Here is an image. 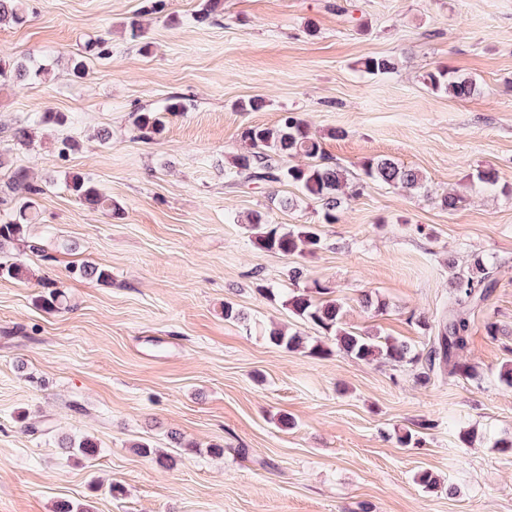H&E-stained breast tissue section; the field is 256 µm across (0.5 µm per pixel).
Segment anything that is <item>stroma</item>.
<instances>
[{"label":"stroma","mask_w":512,"mask_h":512,"mask_svg":"<svg viewBox=\"0 0 512 512\" xmlns=\"http://www.w3.org/2000/svg\"><path fill=\"white\" fill-rule=\"evenodd\" d=\"M203 2L164 0L151 14L145 0H23L24 22L0 26V49L49 67L0 85V129L35 112L64 118L35 128L28 147L0 138L12 162L0 186L16 167L44 188L31 236L51 256L5 247L28 276L0 278V512L63 501L78 512H512V455L495 446L512 436V387L499 378L512 362V0H224L223 17L202 25ZM99 37L109 55L70 75L69 57ZM373 56L396 70L362 72ZM442 67L473 79L474 93L430 90L424 75ZM172 96L190 109L138 139L134 113ZM252 98L261 110H236ZM286 112L330 164L355 173L389 158L420 170L427 192L373 185L326 224L293 185L225 182L242 128ZM67 134L81 147L62 158ZM486 168L498 186L477 182ZM72 173L90 175L116 212L72 196ZM454 191L467 200L450 211L441 198ZM255 212L319 225L322 248L299 259L259 249ZM478 256L496 286L470 315L473 379L438 372L424 384L415 366L354 360L280 300L303 265L342 299L345 329L420 352V322L437 325ZM84 262L110 281L73 277ZM46 282L67 309L37 306ZM228 302L246 321L225 319ZM274 325L333 352L274 346ZM424 419L420 444L401 446ZM79 437L97 443L95 458L62 447ZM139 442L173 466L137 453ZM423 470L439 488L417 483Z\"/></svg>","instance_id":"stroma-1"}]
</instances>
